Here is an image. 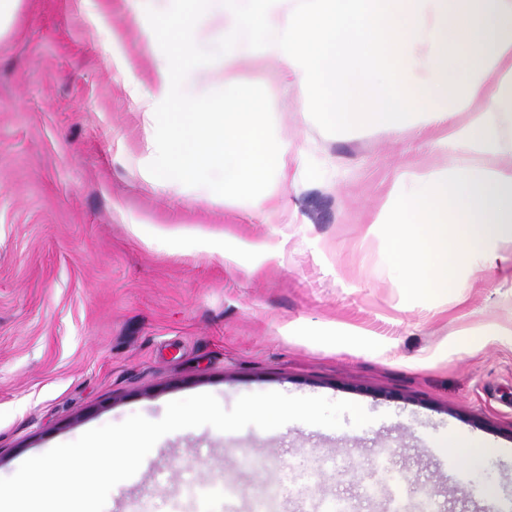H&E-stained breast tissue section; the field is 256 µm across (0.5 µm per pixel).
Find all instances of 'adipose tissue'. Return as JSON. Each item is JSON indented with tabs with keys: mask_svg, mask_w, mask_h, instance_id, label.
<instances>
[{
	"mask_svg": "<svg viewBox=\"0 0 512 512\" xmlns=\"http://www.w3.org/2000/svg\"><path fill=\"white\" fill-rule=\"evenodd\" d=\"M224 15V84L192 93L195 32ZM178 50L138 91L160 140V184L230 189L268 217L271 170L291 177L294 151L259 119L226 109L253 45L291 80L301 111L323 93L336 132L382 127L431 135L443 168L401 174L376 221L393 225L389 257L409 293L441 299L479 271L512 263V0H168Z\"/></svg>",
	"mask_w": 512,
	"mask_h": 512,
	"instance_id": "ef3b65f1",
	"label": "adipose tissue"
}]
</instances>
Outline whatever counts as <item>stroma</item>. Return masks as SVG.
Instances as JSON below:
<instances>
[{
  "label": "stroma",
  "mask_w": 512,
  "mask_h": 512,
  "mask_svg": "<svg viewBox=\"0 0 512 512\" xmlns=\"http://www.w3.org/2000/svg\"><path fill=\"white\" fill-rule=\"evenodd\" d=\"M143 0H20L0 35V478L28 458L134 413L214 394L350 400L372 424L292 422L274 439L249 426L163 436L105 512H199L190 489L232 491L257 512H389L376 466L405 474L400 504L423 494L440 512L512 506V267L409 295L387 261L389 225H373L398 172L445 164L435 144L382 128L339 135L318 105L269 98L278 68L253 49L239 98L271 99L261 120L299 155L276 182L278 224L246 200L159 187L158 156L131 87H150L173 49ZM223 19L198 96L222 85ZM283 244L242 254L237 241ZM209 249H202V242ZM481 330L460 345L462 331ZM490 446L481 467L447 454L449 434ZM378 494L368 495L370 485Z\"/></svg>",
  "instance_id": "stroma-1"
}]
</instances>
